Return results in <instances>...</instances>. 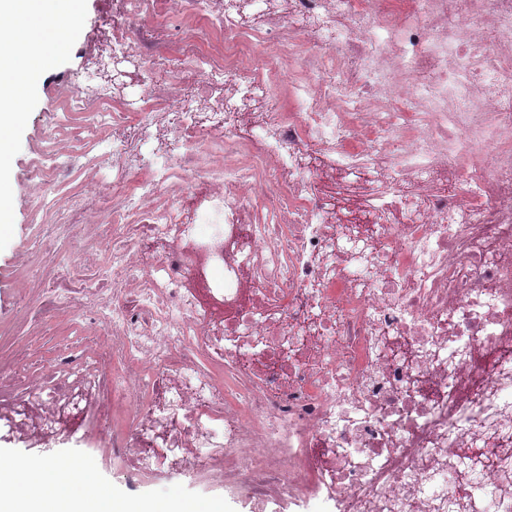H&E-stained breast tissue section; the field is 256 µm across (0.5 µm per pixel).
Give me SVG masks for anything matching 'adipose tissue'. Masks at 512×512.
I'll return each instance as SVG.
<instances>
[{"mask_svg":"<svg viewBox=\"0 0 512 512\" xmlns=\"http://www.w3.org/2000/svg\"><path fill=\"white\" fill-rule=\"evenodd\" d=\"M80 0H0V215L8 207L7 160L25 92L45 73L56 28L76 20ZM110 492L58 460L0 462V512H112Z\"/></svg>","mask_w":512,"mask_h":512,"instance_id":"adipose-tissue-1","label":"adipose tissue"}]
</instances>
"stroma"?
Returning a JSON list of instances; mask_svg holds the SVG:
<instances>
[{
    "label": "stroma",
    "instance_id": "35a3bbf8",
    "mask_svg": "<svg viewBox=\"0 0 512 512\" xmlns=\"http://www.w3.org/2000/svg\"><path fill=\"white\" fill-rule=\"evenodd\" d=\"M112 16L111 0H81L79 25L66 33L67 48L55 57L46 74L36 83L26 97L23 119L13 131V149L9 159L11 182V207L8 225L0 233V323L8 322L19 299L14 293V260L34 223V216L27 204L29 185L25 168L33 151L41 142L45 123L50 113L63 111L74 90V79L89 76L91 59L95 53V33L98 27ZM78 455L82 466L100 486L108 488L117 499L161 498L172 494L183 498L212 502L222 506L223 512H253L252 507L225 498L222 490L198 483L170 484L165 489L143 485L130 491L115 469L105 465L102 450H95L66 442L51 446H30L0 432V459L29 456L40 459L68 460Z\"/></svg>",
    "mask_w": 512,
    "mask_h": 512
}]
</instances>
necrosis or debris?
I'll return each mask as SVG.
<instances>
[{
	"instance_id": "obj_1",
	"label": "necrosis or debris",
	"mask_w": 512,
	"mask_h": 512,
	"mask_svg": "<svg viewBox=\"0 0 512 512\" xmlns=\"http://www.w3.org/2000/svg\"><path fill=\"white\" fill-rule=\"evenodd\" d=\"M112 11L68 100L95 160L55 119L15 261L16 322L85 343L0 355V428L133 490L512 512V0Z\"/></svg>"
}]
</instances>
